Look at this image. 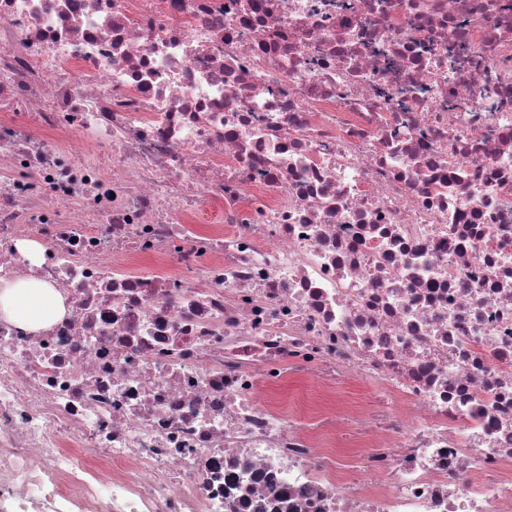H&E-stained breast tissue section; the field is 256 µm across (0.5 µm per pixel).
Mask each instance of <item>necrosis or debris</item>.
Returning a JSON list of instances; mask_svg holds the SVG:
<instances>
[{
    "mask_svg": "<svg viewBox=\"0 0 512 512\" xmlns=\"http://www.w3.org/2000/svg\"><path fill=\"white\" fill-rule=\"evenodd\" d=\"M0 278V512H512V0H0ZM64 315L61 296L47 284L0 279V317L28 331L56 323Z\"/></svg>",
    "mask_w": 512,
    "mask_h": 512,
    "instance_id": "obj_1",
    "label": "necrosis or debris"
}]
</instances>
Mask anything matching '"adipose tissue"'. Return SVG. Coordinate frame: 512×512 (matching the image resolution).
<instances>
[{
	"instance_id": "1",
	"label": "adipose tissue",
	"mask_w": 512,
	"mask_h": 512,
	"mask_svg": "<svg viewBox=\"0 0 512 512\" xmlns=\"http://www.w3.org/2000/svg\"><path fill=\"white\" fill-rule=\"evenodd\" d=\"M64 315L61 296L47 284L0 279V317L28 331L56 323Z\"/></svg>"
}]
</instances>
